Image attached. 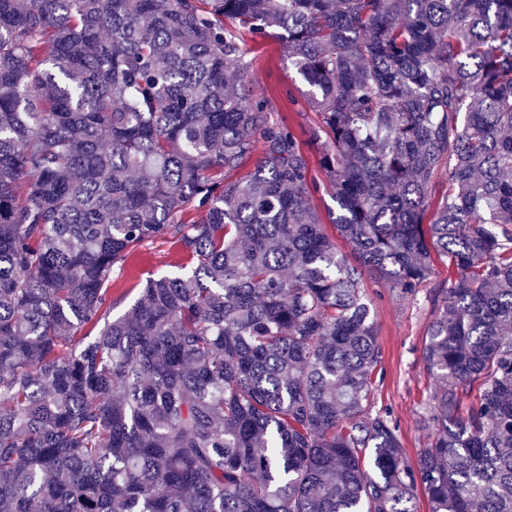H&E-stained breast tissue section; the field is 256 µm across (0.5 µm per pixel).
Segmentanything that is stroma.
Listing matches in <instances>:
<instances>
[{"instance_id": "obj_1", "label": "stroma", "mask_w": 512, "mask_h": 512, "mask_svg": "<svg viewBox=\"0 0 512 512\" xmlns=\"http://www.w3.org/2000/svg\"><path fill=\"white\" fill-rule=\"evenodd\" d=\"M245 48L251 66L242 81L250 95L268 98L277 118L299 128L309 110L308 88L289 64L283 43L270 35L247 40ZM180 259L176 244L147 245L114 282L113 295L131 304L137 285L149 273L169 271ZM455 277V271L436 262L431 278L409 295L384 287L373 275L363 277L381 348V361L372 375L371 406L373 411L388 413L411 460L432 440L427 403L436 379L423 363L422 349L433 317L434 293L448 287Z\"/></svg>"}]
</instances>
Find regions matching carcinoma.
<instances>
[{"label": "carcinoma", "instance_id": "obj_1", "mask_svg": "<svg viewBox=\"0 0 512 512\" xmlns=\"http://www.w3.org/2000/svg\"><path fill=\"white\" fill-rule=\"evenodd\" d=\"M269 28L303 143L228 71ZM157 241L179 270L113 316ZM434 250L457 279L411 462L368 408L362 269L412 294ZM420 489L512 512V0H0V512H416ZM311 181L316 183L318 186L317 191L310 187V201L320 212L329 234L333 237L335 246L340 254H342L350 263H355L356 255L351 249V246L335 232L332 225L331 219L336 217V202L333 200L331 194L324 189L326 185L325 176L322 170L314 162L311 167ZM332 215L329 218V214ZM180 249L176 244L154 242L142 248L140 254L132 260L125 274L112 286V297L124 295L114 314L124 311L137 295V285L144 283L151 272H168L175 270L171 265L180 263Z\"/></svg>", "mask_w": 512, "mask_h": 512}]
</instances>
